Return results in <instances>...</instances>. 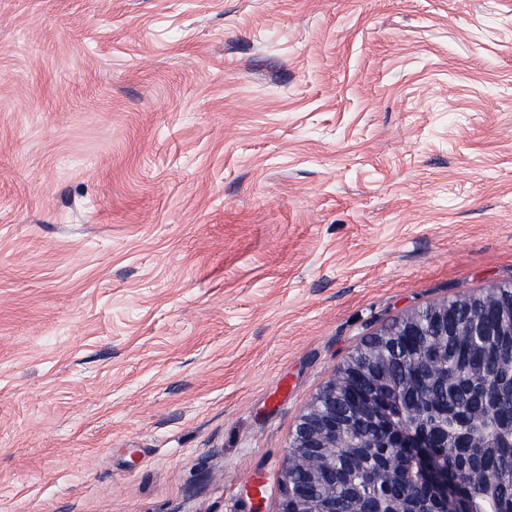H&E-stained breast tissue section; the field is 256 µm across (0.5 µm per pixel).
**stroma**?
Returning a JSON list of instances; mask_svg holds the SVG:
<instances>
[{
	"label": "stroma",
	"instance_id": "obj_1",
	"mask_svg": "<svg viewBox=\"0 0 512 512\" xmlns=\"http://www.w3.org/2000/svg\"><path fill=\"white\" fill-rule=\"evenodd\" d=\"M512 283V0H0V512H276L364 338Z\"/></svg>",
	"mask_w": 512,
	"mask_h": 512
}]
</instances>
